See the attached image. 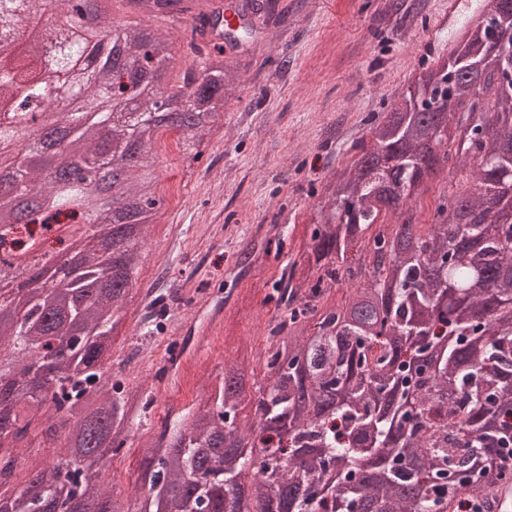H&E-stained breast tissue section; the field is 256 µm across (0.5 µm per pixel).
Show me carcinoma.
Segmentation results:
<instances>
[{"label": "carcinoma", "instance_id": "carcinoma-1", "mask_svg": "<svg viewBox=\"0 0 512 512\" xmlns=\"http://www.w3.org/2000/svg\"><path fill=\"white\" fill-rule=\"evenodd\" d=\"M148 14L183 15L189 0H125ZM0 19L14 33L29 16L0 0ZM117 28L112 14L98 29L57 35L60 51L42 74L12 44H0V101L12 120L0 124V145L17 146L13 182L0 189V245L32 225H69V238L16 240L8 257L39 251L51 259L69 250L87 226L93 190L48 182L23 154V118L49 106V92L83 90L78 113L59 112L76 155L154 154L157 132L174 129L192 159L220 127L229 82L239 63L224 49L203 52L171 92L160 83L174 41L125 27V51L157 66L117 69L102 52ZM495 49L485 77L456 70L454 91H440L446 66L428 67L371 131V144L349 173L331 181L301 269L275 283L286 319L263 352L268 381L246 391L245 363L224 365L209 384L208 409L166 418L146 444L148 467L133 510L111 497L105 474L131 436L133 417L149 398L137 387L109 383L114 337L123 310L136 301V277L147 261L144 228L158 214L157 178L146 183L132 168L125 208L102 227L98 243L80 255L65 278L3 301L0 317V487L14 476L30 430L52 448L0 512H448V503L474 486L512 480L500 461L512 456V221L498 208L500 188L512 187V35L475 28L469 49ZM465 90L475 97L453 107ZM188 118L152 124L154 99ZM422 95L441 106L420 109ZM133 102L135 117L112 124ZM470 166L472 188L448 195L440 221L424 229L408 217L389 227L383 212L405 214L408 200L437 169ZM37 192L45 207L25 222L12 217L5 196ZM298 283H293V280ZM350 285L340 304L324 297ZM250 413L240 416L242 404Z\"/></svg>", "mask_w": 512, "mask_h": 512}]
</instances>
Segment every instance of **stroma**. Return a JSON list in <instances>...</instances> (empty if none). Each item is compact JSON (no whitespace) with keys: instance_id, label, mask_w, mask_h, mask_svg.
Instances as JSON below:
<instances>
[{"instance_id":"stroma-1","label":"stroma","mask_w":512,"mask_h":512,"mask_svg":"<svg viewBox=\"0 0 512 512\" xmlns=\"http://www.w3.org/2000/svg\"><path fill=\"white\" fill-rule=\"evenodd\" d=\"M280 19L253 34L235 31L225 54L242 61L224 126L199 159L176 131L160 132L157 223L148 261L115 338L113 375L153 400L134 420V441L109 471L117 495L139 483L141 444L167 415L199 406L225 361L247 355L250 383H265L258 358L282 320L273 287L309 238L315 204L356 144L406 93L421 68L447 56V28L434 23L448 0H280ZM116 23H149L175 43L170 86L194 56L186 20L130 13L113 0ZM467 174L438 170L411 202L432 224L444 195L470 187Z\"/></svg>"}]
</instances>
